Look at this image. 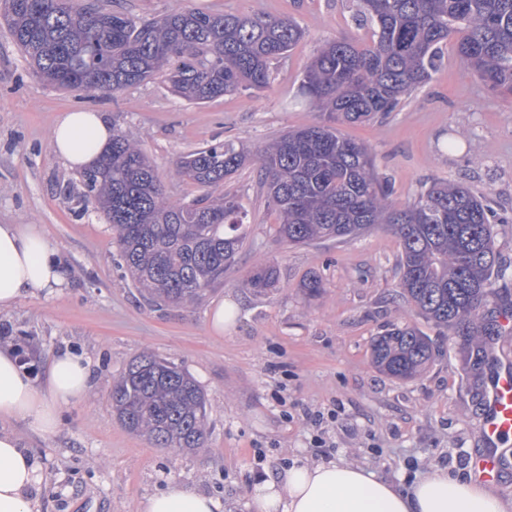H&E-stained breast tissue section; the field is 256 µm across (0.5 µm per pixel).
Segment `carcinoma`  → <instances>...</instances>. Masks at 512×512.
Listing matches in <instances>:
<instances>
[{
    "label": "carcinoma",
    "mask_w": 512,
    "mask_h": 512,
    "mask_svg": "<svg viewBox=\"0 0 512 512\" xmlns=\"http://www.w3.org/2000/svg\"><path fill=\"white\" fill-rule=\"evenodd\" d=\"M359 14L370 24L371 43L326 42L298 88L297 103L324 120L282 134L257 156L258 180L277 218L275 236L309 245L390 226L401 241L402 295L464 348L484 352V341L500 332L486 314L503 276L494 212L451 182H435L413 203L394 205L368 148L337 126L395 111L430 80L452 39L459 60L489 91L512 96V0H359ZM0 19L34 73L56 89L114 93L161 76L192 103L266 89L272 61L303 38L290 18L189 6L139 21L83 0H0ZM247 160L244 149L219 143L179 157L176 167L192 183L217 189ZM80 185L83 201L112 225L121 266L161 306L201 302L247 238L248 214L234 196L165 199L155 167L116 130L96 164L81 172ZM275 280V267L262 265L246 285L261 294ZM440 351L435 339L406 324L371 342L376 368L400 380L419 375ZM111 400L121 424L155 447L187 453L204 447L206 395L176 364L135 357L114 381Z\"/></svg>",
    "instance_id": "carcinoma-1"
}]
</instances>
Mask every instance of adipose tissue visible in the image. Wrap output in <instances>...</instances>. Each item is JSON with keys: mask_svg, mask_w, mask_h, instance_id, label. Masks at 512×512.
<instances>
[{"mask_svg": "<svg viewBox=\"0 0 512 512\" xmlns=\"http://www.w3.org/2000/svg\"><path fill=\"white\" fill-rule=\"evenodd\" d=\"M55 153L73 169L91 166L112 140L104 113H64L51 134ZM66 273L56 249L27 224H0V311L20 300L54 295ZM90 362L57 354L44 386L22 371L11 349L0 348V421L22 418L41 434L53 433L63 406L82 401L89 389ZM40 465L13 432L0 429V512H34L32 491ZM255 512H512L492 488L474 476L437 470L404 485L345 463L294 465L253 487ZM213 497L180 486L151 496L142 512H221Z\"/></svg>", "mask_w": 512, "mask_h": 512, "instance_id": "ef3b65f1", "label": "adipose tissue"}]
</instances>
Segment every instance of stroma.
Returning a JSON list of instances; mask_svg holds the SVG:
<instances>
[{
    "instance_id": "35a3bbf8",
    "label": "stroma",
    "mask_w": 512,
    "mask_h": 512,
    "mask_svg": "<svg viewBox=\"0 0 512 512\" xmlns=\"http://www.w3.org/2000/svg\"><path fill=\"white\" fill-rule=\"evenodd\" d=\"M93 2L138 18L184 5L289 17L305 36L273 62L268 89L192 104L158 79L109 95L56 90L34 76L0 25V224L38 225L67 272L52 298L28 297L0 311V347L22 349L35 379L66 350L92 364L89 394L62 408L55 433L38 434L23 419L6 424L41 464L33 493L39 512H141L143 501L172 484L219 497L224 512H253L254 484L297 461H345L406 484L437 468L469 471L485 449V403L466 384L458 341L445 336L444 355L415 380L388 377L371 363L372 339L390 326L437 334L398 295L401 243L389 228L341 242L276 244L275 214L254 165H246L223 187L250 221L223 286L203 303L160 308L121 268L111 225L79 202V175L50 143L63 112L106 113L152 161L165 195L190 201L201 190L177 174L180 156L222 141L254 153L321 122L294 97L324 40L370 41L369 27L355 20L357 0ZM340 131L369 147L396 205L448 180L487 199L502 219L495 249L507 269L490 311H505L512 304V97L489 92L449 44L429 82L388 117ZM267 262L277 267L275 286L265 294L245 288L249 272ZM311 275L324 285L315 297L300 288ZM222 301L236 316L217 334L209 315ZM142 353L174 362L203 388L209 427L198 452L153 447L113 413L112 383Z\"/></svg>"
}]
</instances>
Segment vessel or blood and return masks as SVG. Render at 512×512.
<instances>
[{
    "instance_id": "1",
    "label": "vessel or blood",
    "mask_w": 512,
    "mask_h": 512,
    "mask_svg": "<svg viewBox=\"0 0 512 512\" xmlns=\"http://www.w3.org/2000/svg\"><path fill=\"white\" fill-rule=\"evenodd\" d=\"M481 433L488 447L486 453L472 461L474 473L485 482L496 481L499 459L494 449L504 439L512 437V367L497 370L486 399Z\"/></svg>"
}]
</instances>
